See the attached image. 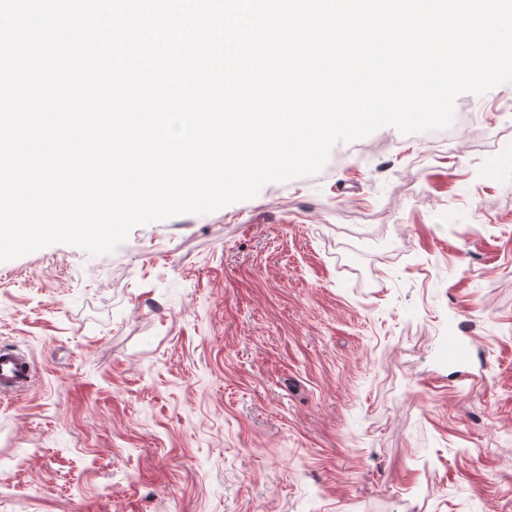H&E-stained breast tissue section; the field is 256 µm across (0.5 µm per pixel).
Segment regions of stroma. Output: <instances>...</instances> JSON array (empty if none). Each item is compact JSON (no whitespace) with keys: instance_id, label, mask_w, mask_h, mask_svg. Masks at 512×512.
<instances>
[{"instance_id":"stroma-1","label":"stroma","mask_w":512,"mask_h":512,"mask_svg":"<svg viewBox=\"0 0 512 512\" xmlns=\"http://www.w3.org/2000/svg\"><path fill=\"white\" fill-rule=\"evenodd\" d=\"M1 345L0 512H512V87L0 263ZM34 374L32 359L14 349H0V396L12 397L27 389Z\"/></svg>"}]
</instances>
